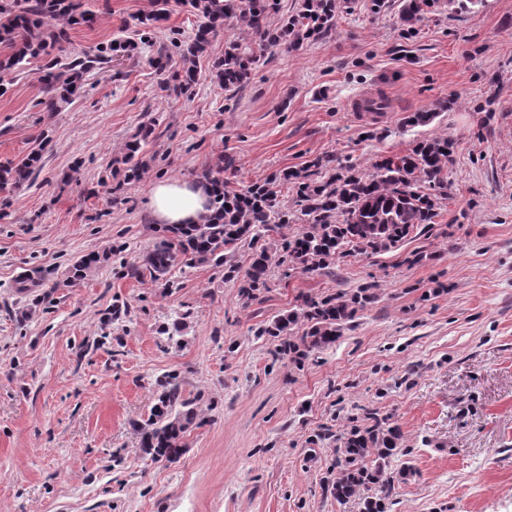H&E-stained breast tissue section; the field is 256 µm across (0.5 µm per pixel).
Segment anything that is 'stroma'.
Masks as SVG:
<instances>
[{
	"instance_id": "stroma-1",
	"label": "stroma",
	"mask_w": 512,
	"mask_h": 512,
	"mask_svg": "<svg viewBox=\"0 0 512 512\" xmlns=\"http://www.w3.org/2000/svg\"><path fill=\"white\" fill-rule=\"evenodd\" d=\"M408 2L337 0L333 29L262 48L232 92L213 66L248 31L220 28L178 96L156 61L200 17L170 0L147 29L153 0H92L62 56L132 47L70 103L38 111L36 75L0 77V163L43 148L34 179L0 190V512H363L327 485L338 439L375 418L401 431L390 512H512V0H430L411 25ZM359 92L385 100L380 118H351ZM144 125L148 170L129 183L124 146ZM442 135L448 199L389 252L272 267L253 300L209 263L133 272L159 237L156 181L209 170L229 190L270 183L289 208L284 170L346 159L371 174ZM367 283L375 302L303 364L255 335L304 297ZM171 374L197 419L177 461H154L134 425Z\"/></svg>"
}]
</instances>
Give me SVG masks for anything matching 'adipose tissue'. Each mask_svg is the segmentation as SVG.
Returning a JSON list of instances; mask_svg holds the SVG:
<instances>
[{
	"label": "adipose tissue",
	"mask_w": 512,
	"mask_h": 512,
	"mask_svg": "<svg viewBox=\"0 0 512 512\" xmlns=\"http://www.w3.org/2000/svg\"><path fill=\"white\" fill-rule=\"evenodd\" d=\"M211 184L201 180L166 179L155 182L149 206L160 224H199L211 213Z\"/></svg>",
	"instance_id": "obj_1"
}]
</instances>
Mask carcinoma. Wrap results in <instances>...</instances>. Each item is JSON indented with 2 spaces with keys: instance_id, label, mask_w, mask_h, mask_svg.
<instances>
[{
  "instance_id": "carcinoma-1",
  "label": "carcinoma",
  "mask_w": 512,
  "mask_h": 512,
  "mask_svg": "<svg viewBox=\"0 0 512 512\" xmlns=\"http://www.w3.org/2000/svg\"><path fill=\"white\" fill-rule=\"evenodd\" d=\"M204 19L180 52L181 66L166 88L182 94L195 82L196 58L206 52L217 28L237 23L259 35L269 46L299 36L309 28L325 31L336 23L335 9L325 0H303L297 14L289 16L275 31L269 16L278 0H186ZM86 0H0V44L8 53L0 58V71L38 75L44 104L55 112L75 94L80 78L112 63L113 44H99L82 54L60 58L55 50L67 39V27L93 21ZM259 56L249 43H232L224 60L215 66V78L224 89L239 84ZM151 134L144 128L124 154L129 179L143 169L138 159L141 142ZM452 145L442 137L417 143L410 153L389 157L370 175L337 162L313 171H284L280 180L293 185L297 209L284 211L274 193L264 186H251L229 194L211 173L203 177L215 187V216L202 224L162 226L163 235L141 257V268L158 281L176 264L192 268L212 263L227 269L225 276L240 279L248 299L268 288L272 264L288 265L304 272L324 270L340 259L387 252L403 242L414 229L433 224L436 211L448 199V163ZM41 149L32 150L17 163L0 166V187L19 184L35 175ZM298 225L288 234V226ZM274 251H269L270 246ZM376 299L374 285L347 292L307 297L297 310L278 318L271 327H260L255 336H286L288 352L303 359L309 353L336 343L343 324ZM147 419L137 425L140 448L151 459L179 458L184 438L195 424L193 402L182 397L181 384L169 375ZM400 431L379 423L356 429L341 438L336 447V481L330 491L338 500L349 499L372 485L380 495L365 501V512H387L393 477L385 476L395 454Z\"/></svg>"
}]
</instances>
